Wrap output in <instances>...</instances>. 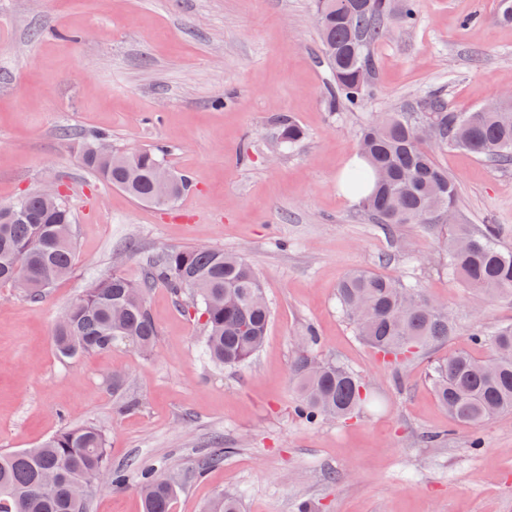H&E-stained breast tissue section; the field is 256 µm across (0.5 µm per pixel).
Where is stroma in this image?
Masks as SVG:
<instances>
[{
	"mask_svg": "<svg viewBox=\"0 0 512 512\" xmlns=\"http://www.w3.org/2000/svg\"><path fill=\"white\" fill-rule=\"evenodd\" d=\"M499 10L500 0H420L416 23L374 48L377 94L334 111L314 0H0V204L56 184L76 229L73 271L43 301L0 288V453L91 424L105 431L113 467L179 468L172 512H204L222 491L239 494L242 512H512V414L456 424L429 381L434 360L473 351V330L512 322V300L450 280L431 228L384 235L340 186L376 115L432 92L466 112L512 90V24ZM279 117L303 129L296 147L278 148ZM96 133L117 149L165 147L188 194L159 210L101 183L79 152V136ZM434 157L468 222L502 225L512 247V166L458 149ZM192 246L240 254L263 281L273 318L247 365H212L196 311L162 287L148 296L152 356L120 345L58 358L56 320L91 282L115 271L138 280L148 258ZM356 268L446 302L455 334L384 363L337 307L336 288ZM310 329L314 355L360 376L380 411L316 424L296 416L289 368ZM116 372L137 409L113 400ZM217 438L228 452L209 467ZM88 512H142L136 484L100 486Z\"/></svg>",
	"mask_w": 512,
	"mask_h": 512,
	"instance_id": "1",
	"label": "stroma"
}]
</instances>
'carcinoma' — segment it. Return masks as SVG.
Wrapping results in <instances>:
<instances>
[{"instance_id": "carcinoma-1", "label": "carcinoma", "mask_w": 512, "mask_h": 512, "mask_svg": "<svg viewBox=\"0 0 512 512\" xmlns=\"http://www.w3.org/2000/svg\"><path fill=\"white\" fill-rule=\"evenodd\" d=\"M419 0H380L369 13L348 10V0H316L322 62L330 72L324 88L329 107L356 110L376 92L364 79L373 69L374 45L390 26L415 23ZM280 145L293 147L304 138L292 120H280ZM110 141L94 135L80 145L81 162L95 176L136 201L152 203L160 177L171 179L174 200L188 190V179L168 169L159 149L140 148L123 156L99 149ZM467 150L499 165H512V97L494 112H456L437 94L420 101L413 112H391L365 125L358 156L367 167H354L346 187L369 191L362 207L384 234L402 224L435 230L446 247L448 278L488 297H512V249L503 244L498 224L448 223V209L457 208V190L429 146ZM73 215L64 196L37 192L0 204V285L16 287L13 273L24 276L22 288L31 301L67 276L73 266ZM163 284L177 298L195 303L203 318L204 353L219 367L248 364L260 350L272 319L262 282L242 257L207 247L167 249L150 258L141 280L119 272L93 282L56 322L52 342L62 360L107 352L124 345L141 354L153 351L158 332L147 307L152 288ZM338 306L360 339L380 357L402 362L424 347L442 343L454 332L448 306L423 295L402 280L375 272L348 273L337 288ZM472 343L489 350L485 357L461 351L432 365L431 385L448 417L464 426H478L512 412V323L471 333ZM302 353L291 366L298 391L295 414L308 422L348 419L378 408L362 380L333 359L311 355L317 345L312 329L299 338ZM112 396L126 407L127 381L112 378ZM50 475L53 489L42 491ZM128 471L112 468L107 437L94 425L68 427L34 448L0 455V512H87L90 493L108 481L121 488ZM142 512H170L178 489L169 465L144 463L136 469ZM206 512H240L236 495L221 493Z\"/></svg>"}]
</instances>
